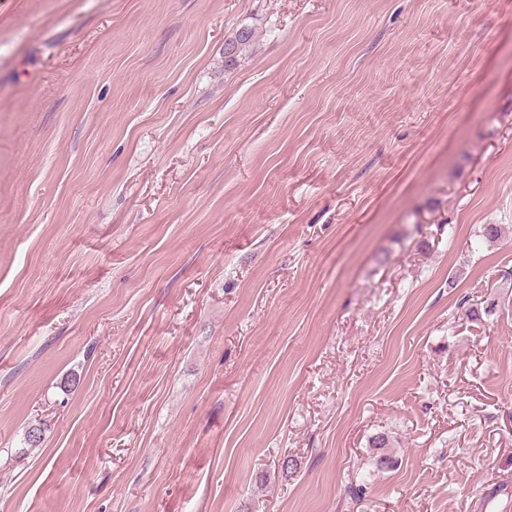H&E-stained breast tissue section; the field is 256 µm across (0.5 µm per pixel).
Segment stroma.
<instances>
[{
    "mask_svg": "<svg viewBox=\"0 0 512 512\" xmlns=\"http://www.w3.org/2000/svg\"><path fill=\"white\" fill-rule=\"evenodd\" d=\"M511 270L512 0H0V512H504ZM254 33L251 28L243 27L236 31L234 37L227 40L224 47L225 63L231 65L236 57L247 46L250 45Z\"/></svg>",
    "mask_w": 512,
    "mask_h": 512,
    "instance_id": "35a3bbf8",
    "label": "stroma"
}]
</instances>
